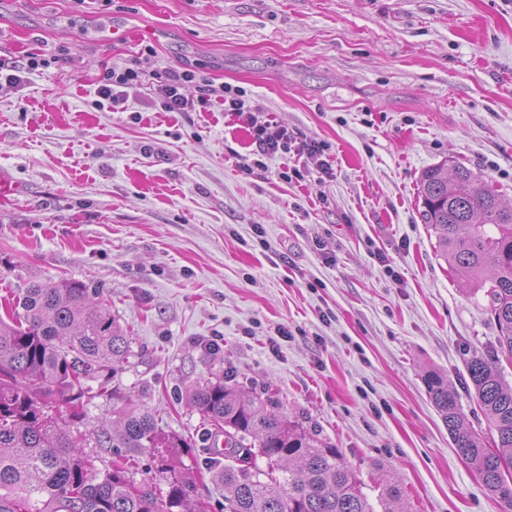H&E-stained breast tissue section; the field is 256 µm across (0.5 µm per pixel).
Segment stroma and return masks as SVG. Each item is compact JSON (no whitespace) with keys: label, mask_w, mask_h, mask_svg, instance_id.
Listing matches in <instances>:
<instances>
[{"label":"stroma","mask_w":512,"mask_h":512,"mask_svg":"<svg viewBox=\"0 0 512 512\" xmlns=\"http://www.w3.org/2000/svg\"><path fill=\"white\" fill-rule=\"evenodd\" d=\"M113 21L129 39L103 41ZM33 53L51 66L0 87V297L102 290L135 356L85 425L131 406L196 434L186 394L222 368L339 448L370 501L390 480L408 512H502L423 382L447 378L487 431L466 363L497 327L437 257L418 188L459 163L512 205V0H0V61ZM129 59L145 82L100 104ZM193 63L324 143L331 173H242L255 147L223 106L163 111L155 74Z\"/></svg>","instance_id":"obj_1"}]
</instances>
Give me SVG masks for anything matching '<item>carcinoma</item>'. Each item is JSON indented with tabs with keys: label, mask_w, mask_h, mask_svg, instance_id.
<instances>
[{
	"label": "carcinoma",
	"mask_w": 512,
	"mask_h": 512,
	"mask_svg": "<svg viewBox=\"0 0 512 512\" xmlns=\"http://www.w3.org/2000/svg\"><path fill=\"white\" fill-rule=\"evenodd\" d=\"M421 216L434 232L437 256L483 292L498 336L493 356L466 364L496 450L470 425L447 381L424 376L434 407L457 451L484 486L512 509V386L498 368L512 359V207L461 165L421 173ZM0 316V512H198L189 469L166 464L159 483L136 481L137 459L160 457L196 441L165 435L152 412L128 409L120 426L92 432L115 460L97 467L78 422L133 356L132 338L112 316L100 290L71 279L34 282L21 289ZM225 376L192 388L187 406L204 431V448L219 447L212 479L224 488V512H375L363 484L341 451L321 441L287 413L270 412L264 392L245 394ZM265 459L266 467L256 464ZM383 512H405L399 487L382 489Z\"/></svg>",
	"instance_id": "1"
}]
</instances>
